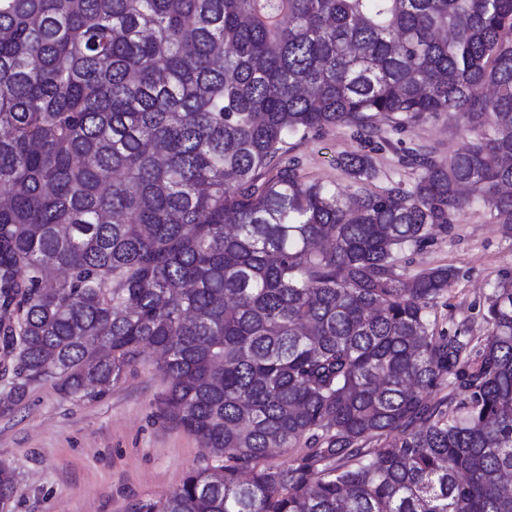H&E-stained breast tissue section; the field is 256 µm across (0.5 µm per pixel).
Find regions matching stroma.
I'll return each instance as SVG.
<instances>
[{
  "instance_id": "35a3bbf8",
  "label": "stroma",
  "mask_w": 512,
  "mask_h": 512,
  "mask_svg": "<svg viewBox=\"0 0 512 512\" xmlns=\"http://www.w3.org/2000/svg\"><path fill=\"white\" fill-rule=\"evenodd\" d=\"M382 136L372 154L375 192L393 182L411 186L414 176L399 162L411 149L426 146L446 157L468 140L461 119L448 112L398 130L383 126ZM360 149L350 127L334 125L291 139L288 155L305 179L343 187L349 178L337 159ZM400 264L412 273L454 268L431 318L438 329L482 338L490 332L486 297L512 276V235L475 203L421 250L402 253ZM165 386L151 353L98 400L62 397L49 381L31 384L11 409L0 410V462L18 474L10 512H131L137 502L164 499L189 471L205 466L197 438L159 418L155 402Z\"/></svg>"
}]
</instances>
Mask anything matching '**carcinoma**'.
Returning <instances> with one entry per match:
<instances>
[{"label": "carcinoma", "mask_w": 512, "mask_h": 512, "mask_svg": "<svg viewBox=\"0 0 512 512\" xmlns=\"http://www.w3.org/2000/svg\"><path fill=\"white\" fill-rule=\"evenodd\" d=\"M439 112L473 139L409 190L284 161ZM475 202L512 233V0H0L4 407L159 354L158 414L212 463L133 512H512V277L464 341L430 319L455 270L398 258ZM361 150L363 148L353 138L350 127L334 125L319 134L310 133L304 139H291L286 157L298 161L300 172L306 180L344 187L350 180L337 164V159L343 154Z\"/></svg>", "instance_id": "obj_1"}]
</instances>
